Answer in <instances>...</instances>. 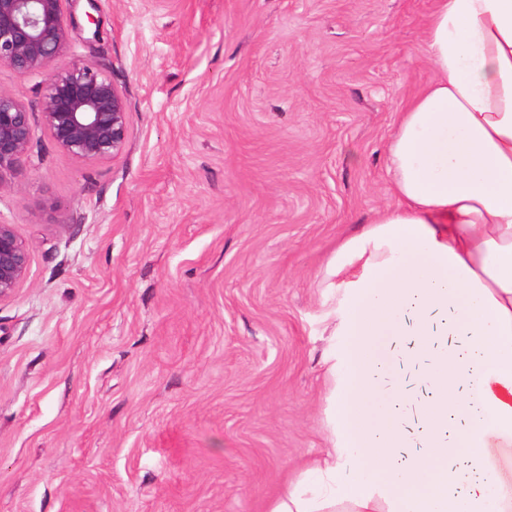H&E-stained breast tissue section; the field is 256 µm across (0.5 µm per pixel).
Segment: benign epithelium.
<instances>
[{"instance_id": "1", "label": "benign epithelium", "mask_w": 512, "mask_h": 512, "mask_svg": "<svg viewBox=\"0 0 512 512\" xmlns=\"http://www.w3.org/2000/svg\"><path fill=\"white\" fill-rule=\"evenodd\" d=\"M74 0H0V68L44 76L41 123L57 147L83 162L113 159L127 142V102L112 79L70 54L83 28ZM34 136L27 106L0 89V192L12 191ZM29 248L11 224H0V300L27 279Z\"/></svg>"}]
</instances>
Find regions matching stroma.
<instances>
[{"label": "stroma", "instance_id": "obj_1", "mask_svg": "<svg viewBox=\"0 0 512 512\" xmlns=\"http://www.w3.org/2000/svg\"><path fill=\"white\" fill-rule=\"evenodd\" d=\"M433 0H79L128 106L115 159L37 128L0 222V512H266L327 446L328 258L390 202ZM95 24H88L86 11ZM29 248L13 225L0 224V300L11 297L28 275Z\"/></svg>", "mask_w": 512, "mask_h": 512}]
</instances>
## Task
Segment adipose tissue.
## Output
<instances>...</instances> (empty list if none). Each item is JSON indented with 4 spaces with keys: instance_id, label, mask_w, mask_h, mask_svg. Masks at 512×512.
Returning <instances> with one entry per match:
<instances>
[{
    "instance_id": "ef3b65f1",
    "label": "adipose tissue",
    "mask_w": 512,
    "mask_h": 512,
    "mask_svg": "<svg viewBox=\"0 0 512 512\" xmlns=\"http://www.w3.org/2000/svg\"><path fill=\"white\" fill-rule=\"evenodd\" d=\"M432 77L398 112L391 203L327 261L331 446L268 512H512V0H434ZM431 397L370 402L395 346Z\"/></svg>"
}]
</instances>
